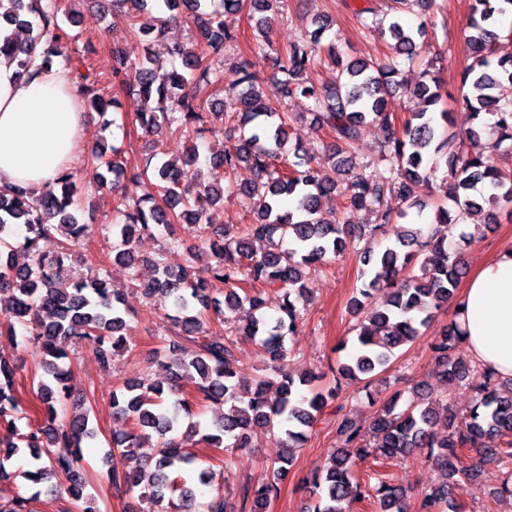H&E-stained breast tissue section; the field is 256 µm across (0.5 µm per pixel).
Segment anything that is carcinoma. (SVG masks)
Returning a JSON list of instances; mask_svg holds the SVG:
<instances>
[{"mask_svg": "<svg viewBox=\"0 0 512 512\" xmlns=\"http://www.w3.org/2000/svg\"><path fill=\"white\" fill-rule=\"evenodd\" d=\"M474 2L465 31L472 62L454 102L478 124L458 133L451 129L448 110L441 107V85L433 77L414 88L422 107L409 113L401 127H396L395 114L387 111V96L401 86L399 67L416 61L417 40L427 34L425 20L412 28L398 18L379 31L390 39L391 56L346 63L336 40L321 42L328 19L317 15L314 32L289 45L285 64L275 61L273 73L243 64L236 111L226 115L213 106L214 96L224 91V68L209 55L211 48L239 41L238 30L230 28L224 16L244 9L251 15L262 13L254 26L260 34L256 42L268 46L269 21L264 13L281 11L283 0H221L219 8L214 0H112V6L130 12L133 32L166 43L172 59L169 70L155 67L149 56L139 63L138 96L146 105L156 101L155 107L136 113L140 126L156 134L172 127L189 134L227 118L239 133L233 145L210 160L209 177L198 166L193 147L181 165L154 151L136 173L123 169L115 147H100L92 154L97 186L115 191L121 179L142 176L152 185L153 193L134 204L115 203L112 234L118 244L113 246L112 265L134 282L145 299L168 301L167 330L173 335L160 336L158 341L168 346V366L192 384L187 390L176 380L165 384L146 379L126 382L112 392L117 427L112 432L107 479L118 490L138 493L145 504L140 512H233L221 487L196 510L195 485L182 480L180 472L197 462L191 447L203 444L233 453L250 447L251 433L257 429L284 435L285 453L271 465L272 477L242 490L241 512H265L288 474L295 450L307 441L328 400L336 397L334 388L325 393L300 392L316 376L297 381L288 369L286 337L294 334L301 308L309 301L307 280L329 255L336 256L355 241L408 216L405 209L392 213L386 195L394 194L414 207L411 197L416 188L433 187V176L443 166L451 206L436 205L429 233L411 228L377 254L363 251L362 288L351 306L360 310L377 291L382 300L378 309L356 324L353 342H341L340 350L349 345L352 349L338 371L346 380L364 383L370 401L371 378L387 368L398 349L426 334L466 274L442 227L457 224L486 205L512 212V174L501 171L493 158L496 152L512 150V102L503 103L494 93L501 81L512 82V57L492 58V46L499 38L497 24L512 15V0ZM60 11L59 0H0V64L14 67L15 74L24 77L33 68L52 67L60 57L71 60L83 34L66 32L59 23ZM161 11L171 21L183 15L190 18L197 40L189 45L168 40V27L158 23ZM32 15L40 21L35 36ZM39 43L43 49L37 57L34 50ZM323 61L338 70L330 90L311 80ZM125 66L122 50L113 46L107 84L122 86ZM75 78L85 107L100 113L110 106L120 108L117 98L97 92L99 73L78 71ZM269 81L275 87L272 95L264 89ZM299 96L312 101L316 128L333 138L332 163L316 162L297 149L294 161L279 169L275 161L285 146L289 103ZM368 120L383 131L379 154L389 166L353 172L344 156L351 155L359 127ZM226 174L234 181L225 187ZM226 192L249 201L255 220L233 235L224 233V242L218 243L209 232L210 209L224 201ZM336 192L345 195L350 206L369 211L374 223L351 229L335 213L325 211L324 199ZM76 196V172L68 167L38 194L20 186L0 188V314L6 321L0 333L15 343L21 328L28 333L25 341L39 343L45 375L37 383V402L26 406L16 390L22 365L0 355V430L15 437L0 453V477L7 474L5 462L25 448L33 463L20 477L48 485L49 496L64 489L72 503H82L78 512H97L80 466L83 445L96 439L97 430L89 423L87 410L60 417L63 398L68 396V370L60 361L68 358L71 347L87 344L97 362L109 368L116 355L130 349L131 326L124 299L110 288L108 274L78 279L71 275L69 262L91 234L90 226L79 223L71 212ZM176 224L209 246L202 272L194 268L203 255L200 250L191 253L188 265L179 271L168 266L160 253L153 259L154 276L138 279L136 240L162 226L169 232V245L179 244ZM55 234L57 251H41L39 241ZM253 242L266 247L257 252L251 249ZM20 254L27 257L22 264L16 261ZM212 280L228 286L224 301L210 295ZM243 284L260 288L241 292ZM244 306L250 318L236 333L257 342L268 356L266 375L248 396L241 395L233 368L237 341L212 332L209 316L211 311L221 315L225 309ZM461 346V331L452 319L434 336L430 350L445 381H476L469 410L459 414L447 401L432 397L424 385L415 384L412 400L403 409H398L402 392L397 391L374 418L372 445L363 442L365 432L356 422L342 419L336 428L340 443L330 465L312 480L310 494L316 500L308 512H350L353 503L363 501L377 502V512H407L408 489L381 477L375 485L364 486L354 475L356 461L370 456L395 461L418 457L443 472V482L415 503V512H447L449 489L457 479L473 478L485 462L512 460V379L507 380L508 389H500L495 373L451 355ZM201 404L217 413L206 433L201 432L200 422L189 420L192 407ZM145 430L159 437L153 471L131 472L124 461L138 456ZM472 443L473 457L466 460L463 449ZM37 498V494L18 496L0 503V512H34L30 504Z\"/></svg>", "mask_w": 512, "mask_h": 512, "instance_id": "1", "label": "carcinoma"}]
</instances>
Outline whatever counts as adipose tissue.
Instances as JSON below:
<instances>
[{"instance_id":"ef3b65f1","label":"adipose tissue","mask_w":512,"mask_h":512,"mask_svg":"<svg viewBox=\"0 0 512 512\" xmlns=\"http://www.w3.org/2000/svg\"><path fill=\"white\" fill-rule=\"evenodd\" d=\"M83 134L77 87L55 65L20 79L0 65V187L48 188L62 164L75 163ZM471 357L512 377V246L477 266L449 298Z\"/></svg>"}]
</instances>
